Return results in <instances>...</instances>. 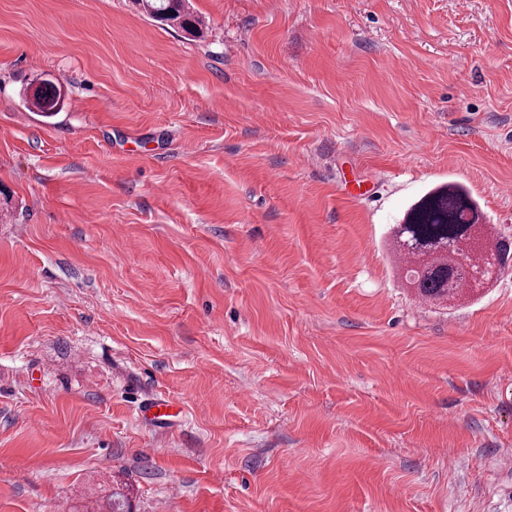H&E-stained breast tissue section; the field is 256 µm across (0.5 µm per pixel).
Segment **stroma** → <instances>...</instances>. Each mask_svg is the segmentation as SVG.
<instances>
[{"label": "stroma", "instance_id": "stroma-1", "mask_svg": "<svg viewBox=\"0 0 512 512\" xmlns=\"http://www.w3.org/2000/svg\"><path fill=\"white\" fill-rule=\"evenodd\" d=\"M190 2L0 0V512H512V273L388 242L448 181L512 239V0ZM144 11L162 25L181 29L195 36L204 26L201 17L192 11L186 0H137ZM31 106L42 117L52 118L65 108L66 96L60 88L50 83H40L33 92ZM173 407L172 403L168 400L150 399L141 404L139 412L146 421L166 423L175 417V414L172 412Z\"/></svg>", "mask_w": 512, "mask_h": 512}]
</instances>
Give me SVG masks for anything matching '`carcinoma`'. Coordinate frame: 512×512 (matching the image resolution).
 <instances>
[{"instance_id":"1","label":"carcinoma","mask_w":512,"mask_h":512,"mask_svg":"<svg viewBox=\"0 0 512 512\" xmlns=\"http://www.w3.org/2000/svg\"><path fill=\"white\" fill-rule=\"evenodd\" d=\"M161 24L189 35L204 27L188 0H138ZM66 96L54 84L41 83L31 106L52 118L65 108ZM394 252L405 261L406 277L432 304L462 300L485 288L512 267V245L497 238L469 191L455 182L432 189L413 203L391 232ZM106 512H131L120 491L103 499Z\"/></svg>"}]
</instances>
